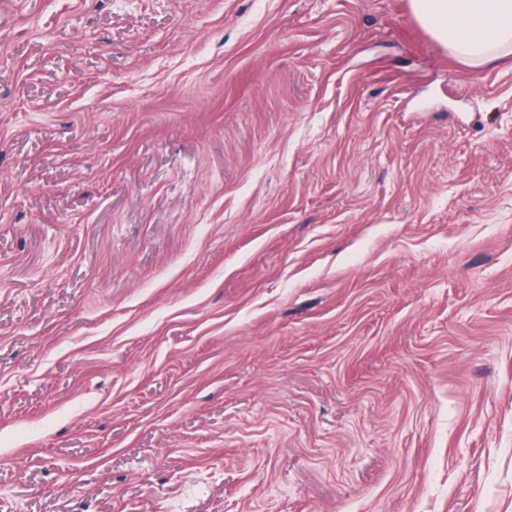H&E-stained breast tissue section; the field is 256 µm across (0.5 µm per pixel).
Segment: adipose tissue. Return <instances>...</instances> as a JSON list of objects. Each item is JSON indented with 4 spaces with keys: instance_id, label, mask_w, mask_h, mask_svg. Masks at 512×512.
<instances>
[{
    "instance_id": "obj_1",
    "label": "adipose tissue",
    "mask_w": 512,
    "mask_h": 512,
    "mask_svg": "<svg viewBox=\"0 0 512 512\" xmlns=\"http://www.w3.org/2000/svg\"><path fill=\"white\" fill-rule=\"evenodd\" d=\"M417 21L469 64L512 57V0H409Z\"/></svg>"
}]
</instances>
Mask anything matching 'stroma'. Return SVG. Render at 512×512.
I'll use <instances>...</instances> for the list:
<instances>
[{"label":"stroma","mask_w":512,"mask_h":512,"mask_svg":"<svg viewBox=\"0 0 512 512\" xmlns=\"http://www.w3.org/2000/svg\"><path fill=\"white\" fill-rule=\"evenodd\" d=\"M0 512H512V62L0 0Z\"/></svg>","instance_id":"obj_1"}]
</instances>
